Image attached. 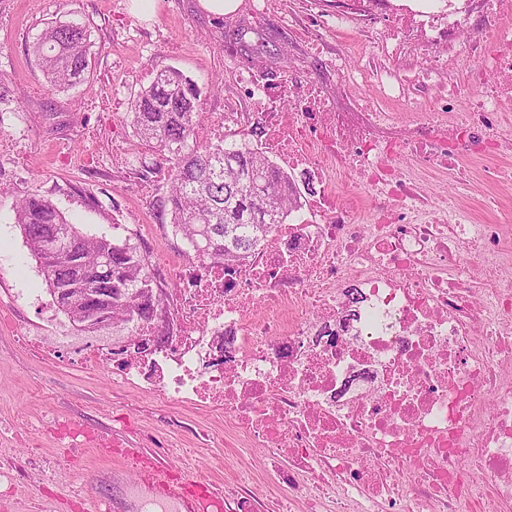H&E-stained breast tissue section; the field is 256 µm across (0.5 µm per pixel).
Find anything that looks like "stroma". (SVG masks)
Returning a JSON list of instances; mask_svg holds the SVG:
<instances>
[{
	"instance_id": "35a3bbf8",
	"label": "stroma",
	"mask_w": 512,
	"mask_h": 512,
	"mask_svg": "<svg viewBox=\"0 0 512 512\" xmlns=\"http://www.w3.org/2000/svg\"><path fill=\"white\" fill-rule=\"evenodd\" d=\"M249 2L238 0L236 10L217 16L198 0H155L156 10L145 20L131 12L130 0H0V87L6 94L0 110L7 112L18 145L17 157L1 165L9 193L0 197V266L7 268L0 275V313L54 333L45 320L52 297L12 210L16 198L35 189L85 233L131 240L152 262L153 289L170 295L175 283L163 278L154 260L177 262L187 245L164 209L168 170L157 167V154L135 136L126 115L162 66L176 67L197 83L202 114L217 116L231 101L260 113L262 104L245 96L229 75L250 64L224 41L225 32L238 25L251 26L248 41L262 34L286 51L284 64L264 58L270 78H279L283 65L294 66L320 81L342 111L356 98L393 112L415 111L424 93L414 76L442 56L447 70L437 74L435 87L470 85L469 70L444 45L421 42L410 56L378 52L379 42L402 39L391 26L396 0H355L354 9L375 17L367 31L332 20L319 24L318 15L335 14L336 0H273L261 14L252 13ZM54 22L83 24L90 32V77L62 91L46 86L31 51ZM339 55L347 58L353 81L342 97L333 64ZM384 73L398 80L402 100L386 97ZM88 154L93 163L80 165ZM427 184L434 201H460L483 222L500 218L501 211L484 206L491 190L482 181L465 192L442 178ZM52 418L114 436L121 449L103 457L94 448L67 447L49 427ZM211 419L206 410L173 408L122 384L116 366L83 368L68 348L48 358L13 329L0 328V462L29 466L7 498L8 512H75V498L91 495L116 505L133 503V512H184L181 501L156 500L149 492L147 483L159 467L173 483L191 474L219 490L242 483L266 491L265 449L224 447L218 441L224 427ZM59 465L68 467L69 482L48 478V470Z\"/></svg>"
}]
</instances>
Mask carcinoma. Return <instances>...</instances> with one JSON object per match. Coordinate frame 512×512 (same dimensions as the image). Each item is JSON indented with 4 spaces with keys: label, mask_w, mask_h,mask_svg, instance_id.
<instances>
[{
    "label": "carcinoma",
    "mask_w": 512,
    "mask_h": 512,
    "mask_svg": "<svg viewBox=\"0 0 512 512\" xmlns=\"http://www.w3.org/2000/svg\"><path fill=\"white\" fill-rule=\"evenodd\" d=\"M88 41V29L76 23L51 25L36 37L32 52L51 89L87 81L92 68ZM199 95L197 84L181 70L164 67L140 91L126 120L170 165L168 211L189 248L203 261L243 264L302 206L296 179L237 133H226L215 144L189 147L200 120ZM256 182L263 185V197L249 204ZM13 212L46 285L112 295L114 322L152 316L154 310L140 301L152 279L137 246L84 233L36 190L18 199ZM107 257L109 270L103 264Z\"/></svg>",
    "instance_id": "cac0c4a2"
}]
</instances>
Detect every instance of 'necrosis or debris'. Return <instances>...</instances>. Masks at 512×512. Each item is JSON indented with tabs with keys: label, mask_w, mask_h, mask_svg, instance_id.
Returning a JSON list of instances; mask_svg holds the SVG:
<instances>
[{
	"label": "necrosis or debris",
	"mask_w": 512,
	"mask_h": 512,
	"mask_svg": "<svg viewBox=\"0 0 512 512\" xmlns=\"http://www.w3.org/2000/svg\"><path fill=\"white\" fill-rule=\"evenodd\" d=\"M401 28L456 44L467 38L480 88L404 117L360 106L337 112L316 82L270 87L235 76L262 100L266 149L319 190L308 215L279 225L242 266L185 254L170 267L176 336L159 318L77 357L121 358L125 384L173 406L221 415L239 448H263L304 512H512V213L478 222L421 191L434 172L469 186L512 185V34L486 19L401 14ZM353 171L371 194L336 199Z\"/></svg>",
	"instance_id": "necrosis-or-debris-1"
}]
</instances>
